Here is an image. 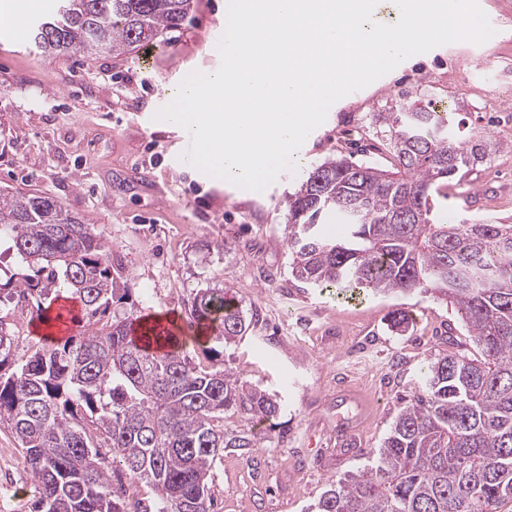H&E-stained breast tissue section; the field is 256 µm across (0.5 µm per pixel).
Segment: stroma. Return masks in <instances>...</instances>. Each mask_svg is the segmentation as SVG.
I'll use <instances>...</instances> for the list:
<instances>
[{
	"label": "stroma",
	"instance_id": "stroma-1",
	"mask_svg": "<svg viewBox=\"0 0 512 512\" xmlns=\"http://www.w3.org/2000/svg\"><path fill=\"white\" fill-rule=\"evenodd\" d=\"M226 0H194L180 29L114 57L68 50L47 55L30 28L0 36V189L54 199L91 224L120 255L134 311L183 316L201 288L228 290L250 321L224 348L226 368L245 386L275 394V419L259 425L238 408L225 435L256 429L249 453L225 449L210 484L211 512H306L327 481L363 468L405 397L421 389L429 359L479 351L457 313L420 293L348 300L301 287L289 268L284 199L308 166L337 155L388 165L386 136L372 116L400 103L444 104L461 132L480 130L499 145L461 182H449V220H512V0H479L494 26L485 43L458 41L412 56L366 88L337 101L296 153L295 170L256 192L185 168L187 137L158 118L186 76L213 73L211 32L223 28ZM367 123L365 134L353 126ZM406 304L414 327L398 335L389 314ZM37 324L13 299L0 300V330L38 341ZM356 356L381 371L383 386L359 383L332 351L357 337ZM0 484L11 500L35 481L23 450L0 428Z\"/></svg>",
	"mask_w": 512,
	"mask_h": 512
}]
</instances>
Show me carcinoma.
I'll use <instances>...</instances> for the list:
<instances>
[{
    "label": "carcinoma",
    "instance_id": "1",
    "mask_svg": "<svg viewBox=\"0 0 512 512\" xmlns=\"http://www.w3.org/2000/svg\"><path fill=\"white\" fill-rule=\"evenodd\" d=\"M193 0H55L53 40L44 54H126L174 30ZM394 163L388 168L340 155L315 164L285 200L289 268L308 288L360 295L427 294L453 307L480 351L448 353L424 365V387L405 400L374 464L328 481L309 512H494L512 501V224L448 221L436 199L448 181L492 157L482 132L460 138L451 113L422 107L379 112ZM336 219L343 234L324 224ZM24 272L31 318L54 321L51 302L79 304L83 330L11 353L0 333V425L24 450L36 483L23 512H210V481L226 448L257 439L224 435V412L245 408L266 422L278 412L261 390L244 392L224 364L200 367L187 335L204 325L229 344L242 335V309L221 288L197 292L173 332L133 312L125 267L91 225L55 200L0 195V238ZM391 327L412 328L404 309ZM111 453L112 467L104 464ZM153 490L140 511L112 487L109 473Z\"/></svg>",
    "mask_w": 512,
    "mask_h": 512
}]
</instances>
